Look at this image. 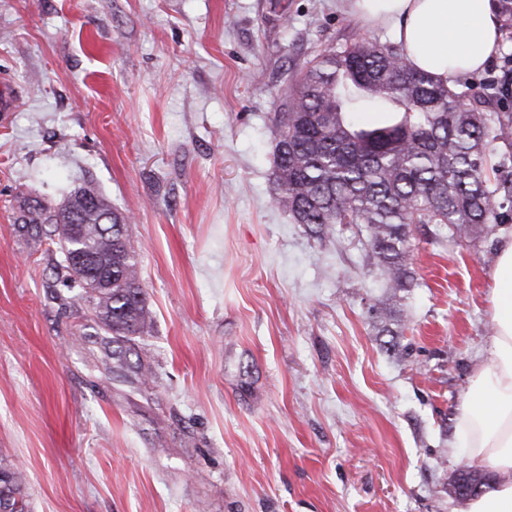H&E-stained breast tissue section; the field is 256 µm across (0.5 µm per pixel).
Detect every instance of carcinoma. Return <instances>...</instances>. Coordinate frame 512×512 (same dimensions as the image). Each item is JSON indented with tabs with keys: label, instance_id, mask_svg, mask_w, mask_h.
<instances>
[{
	"label": "carcinoma",
	"instance_id": "cac0c4a2",
	"mask_svg": "<svg viewBox=\"0 0 512 512\" xmlns=\"http://www.w3.org/2000/svg\"><path fill=\"white\" fill-rule=\"evenodd\" d=\"M402 46L362 38L320 51L283 89L276 130L275 205L294 223L322 239L338 224L365 225L363 262L393 288H409L407 229L436 224L472 235L500 223L499 209L512 203V180L490 178L488 158L497 143L512 147V112L500 111L496 82L484 80L465 106L456 87L401 64ZM109 216L127 227L126 216L94 187L82 184L54 208L27 195L18 200L14 223L38 237L56 224H83L84 248L112 267V287L89 288L63 260L57 275L78 289L74 298L98 318L112 315L116 341L151 334L138 262L129 240L104 236ZM29 512L22 475L0 466V508Z\"/></svg>",
	"mask_w": 512,
	"mask_h": 512
}]
</instances>
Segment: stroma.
<instances>
[{"label": "stroma", "mask_w": 512, "mask_h": 512, "mask_svg": "<svg viewBox=\"0 0 512 512\" xmlns=\"http://www.w3.org/2000/svg\"><path fill=\"white\" fill-rule=\"evenodd\" d=\"M360 38L351 0H0V464L32 512H463L454 419L501 234L409 232L412 288L273 205L288 76ZM88 182L132 219L152 376L55 281L17 198Z\"/></svg>", "instance_id": "1"}]
</instances>
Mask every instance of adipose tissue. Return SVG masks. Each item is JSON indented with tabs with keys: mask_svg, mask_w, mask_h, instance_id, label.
Listing matches in <instances>:
<instances>
[{
	"mask_svg": "<svg viewBox=\"0 0 512 512\" xmlns=\"http://www.w3.org/2000/svg\"><path fill=\"white\" fill-rule=\"evenodd\" d=\"M369 25H389L412 68L447 85L482 69L502 39L491 0H352ZM494 330L454 421L456 443L493 479L467 512H512V234L492 270Z\"/></svg>",
	"mask_w": 512,
	"mask_h": 512,
	"instance_id": "obj_1",
	"label": "adipose tissue"
}]
</instances>
